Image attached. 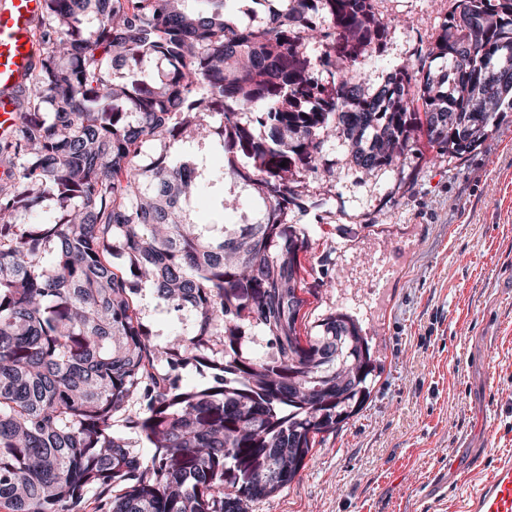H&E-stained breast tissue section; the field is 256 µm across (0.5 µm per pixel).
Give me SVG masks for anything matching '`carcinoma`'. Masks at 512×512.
Instances as JSON below:
<instances>
[{"instance_id": "cac0c4a2", "label": "carcinoma", "mask_w": 512, "mask_h": 512, "mask_svg": "<svg viewBox=\"0 0 512 512\" xmlns=\"http://www.w3.org/2000/svg\"><path fill=\"white\" fill-rule=\"evenodd\" d=\"M230 1L254 4L247 22L189 0H46L47 48L0 141L7 512H87L91 494L95 512H248L282 492L316 436L360 410L372 372L352 316L304 340L296 328L308 236L288 214L304 209L300 184L335 136L355 167L394 170L421 140L463 155L512 105V0H450L426 52L371 93L358 69L392 28L380 0H276L264 12L271 0H208ZM148 59L165 68L114 73ZM435 59L447 60L441 76ZM188 133L219 136L231 176L261 200L254 223L191 220L224 173L166 150L141 164L146 144ZM147 279L193 324L164 351L167 370L142 323ZM250 336L274 352L256 356ZM190 365L211 371L207 387L172 377Z\"/></svg>"}]
</instances>
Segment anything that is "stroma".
<instances>
[{"instance_id":"35a3bbf8","label":"stroma","mask_w":512,"mask_h":512,"mask_svg":"<svg viewBox=\"0 0 512 512\" xmlns=\"http://www.w3.org/2000/svg\"><path fill=\"white\" fill-rule=\"evenodd\" d=\"M394 25L359 70L376 90L427 47L448 0H381ZM237 210L198 208L202 224L252 223L259 201L225 179ZM321 208L301 216L313 332L336 312L358 319L376 369L362 409L316 444L283 492L249 512H457L471 482L512 455V108L462 157L426 145L398 170L358 171L328 142L308 180ZM391 263L375 269L376 253ZM153 343L191 336L188 315L141 290Z\"/></svg>"}]
</instances>
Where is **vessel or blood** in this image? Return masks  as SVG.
<instances>
[{
    "instance_id": "vessel-or-blood-1",
    "label": "vessel or blood",
    "mask_w": 512,
    "mask_h": 512,
    "mask_svg": "<svg viewBox=\"0 0 512 512\" xmlns=\"http://www.w3.org/2000/svg\"><path fill=\"white\" fill-rule=\"evenodd\" d=\"M0 7V139L14 132L18 89L31 73L37 50L32 37L44 0H7ZM459 512H512V457L496 464L491 476L467 495Z\"/></svg>"
}]
</instances>
